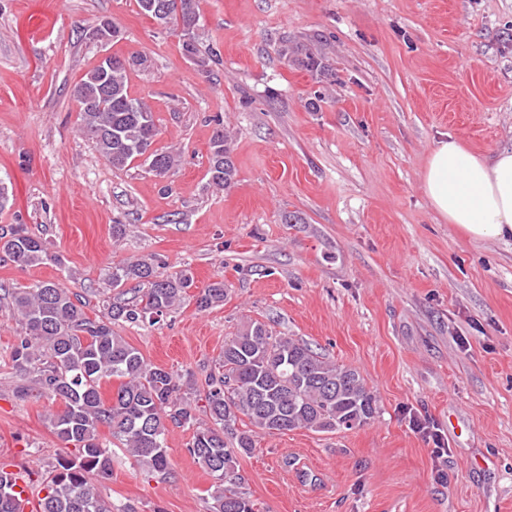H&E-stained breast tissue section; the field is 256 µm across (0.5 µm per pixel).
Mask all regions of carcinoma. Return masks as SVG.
<instances>
[{"mask_svg": "<svg viewBox=\"0 0 512 512\" xmlns=\"http://www.w3.org/2000/svg\"><path fill=\"white\" fill-rule=\"evenodd\" d=\"M136 3L157 23L180 28L184 56L203 70L208 67L199 49L197 0ZM112 59L106 77L95 66L74 88L79 132L112 166L125 168L142 159L164 176L179 166L181 151L153 148L158 134L153 112L130 94L127 72L143 60ZM231 144L224 128L216 129L207 175L218 189L231 186L236 175ZM0 252L20 265L61 264L50 241L29 234L21 224L0 233ZM130 281L148 288L130 301L112 304L104 319L89 317L79 295L55 282L3 289L24 329L13 361L32 375L36 397L64 401V410L49 417V423L61 441L75 446V453L61 458L43 480L40 512H114L93 482V477L112 472V450L99 440L101 425L137 464L161 476L169 474L167 422L195 428L188 452L213 479L208 512H255L252 501L238 490L236 466L237 457L255 447L256 431L351 430L378 413L377 400L357 370L251 319L224 340V351L207 376L202 412L212 425L202 426L197 405L180 394L181 378L149 364L137 348L112 332L114 321L157 322L185 301L193 279L185 272L162 273L154 259L142 257L112 267V287ZM227 295L224 281H214L196 295V307L206 311L221 306ZM114 377L121 383L106 402L100 384ZM241 415L248 418L250 429H235ZM20 479L0 466V512H22Z\"/></svg>", "mask_w": 512, "mask_h": 512, "instance_id": "1", "label": "carcinoma"}]
</instances>
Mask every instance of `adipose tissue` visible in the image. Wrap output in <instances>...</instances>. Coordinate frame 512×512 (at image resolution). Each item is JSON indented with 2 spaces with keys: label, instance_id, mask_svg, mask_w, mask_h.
<instances>
[{
  "label": "adipose tissue",
  "instance_id": "adipose-tissue-1",
  "mask_svg": "<svg viewBox=\"0 0 512 512\" xmlns=\"http://www.w3.org/2000/svg\"><path fill=\"white\" fill-rule=\"evenodd\" d=\"M422 189L432 209L472 241L512 243V150L489 157L467 151L455 137L439 140Z\"/></svg>",
  "mask_w": 512,
  "mask_h": 512
}]
</instances>
